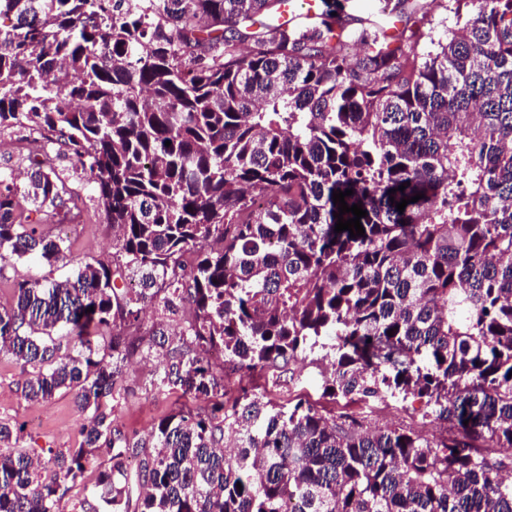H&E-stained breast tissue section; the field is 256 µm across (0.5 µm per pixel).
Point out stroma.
<instances>
[{
  "instance_id": "stroma-1",
  "label": "stroma",
  "mask_w": 512,
  "mask_h": 512,
  "mask_svg": "<svg viewBox=\"0 0 512 512\" xmlns=\"http://www.w3.org/2000/svg\"><path fill=\"white\" fill-rule=\"evenodd\" d=\"M72 183L82 200L80 210L72 223L53 224L49 230L71 241L75 255L86 260L110 261L113 233L105 224L96 203L84 186L79 164L69 163ZM333 354L327 349H315L303 366L288 369L271 368L254 374L251 382L259 393L273 402L284 404L300 397L309 400L323 415L334 419L350 414L362 420L365 427H404L428 440L438 439L444 424L426 415L422 404L414 398L402 396L385 400L337 402L322 395L324 367L331 363ZM162 372L156 356L139 355L125 367L126 393L118 397L115 410L128 434L147 438L157 423L171 415L178 397L196 408L206 407L204 395H183L181 389L154 387L153 382ZM26 375L22 368L7 357L0 356V421L22 430L20 444L32 457H44L46 449L67 451L74 444L78 430L88 422L87 415L78 412L71 394L59 393L54 398L33 402L26 400L22 389Z\"/></svg>"
}]
</instances>
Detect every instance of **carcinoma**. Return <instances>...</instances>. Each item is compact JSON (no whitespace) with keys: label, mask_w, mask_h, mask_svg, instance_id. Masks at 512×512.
<instances>
[{"label":"carcinoma","mask_w":512,"mask_h":512,"mask_svg":"<svg viewBox=\"0 0 512 512\" xmlns=\"http://www.w3.org/2000/svg\"><path fill=\"white\" fill-rule=\"evenodd\" d=\"M284 2L0 0V130L33 134L27 184L0 171V279L16 258L73 265L13 281L0 354L25 399L91 414L43 463L0 422V512H62L101 454L102 512H512V0H448L444 43L422 0H387V22L323 0L288 26ZM51 152L86 174L112 264L31 219L78 208L33 158ZM347 189L356 238L335 232ZM148 303L188 306L161 382L210 406L147 441L111 401L142 338L165 345ZM318 346L324 397L424 399L446 435L220 384Z\"/></svg>","instance_id":"carcinoma-1"}]
</instances>
